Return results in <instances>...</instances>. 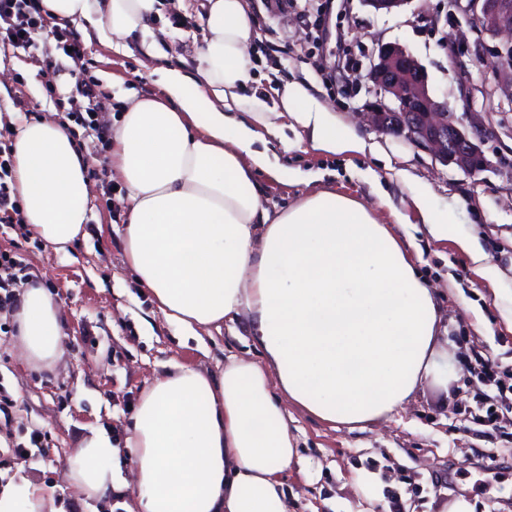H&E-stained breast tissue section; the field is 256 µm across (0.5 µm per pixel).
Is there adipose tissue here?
Returning <instances> with one entry per match:
<instances>
[{
  "label": "adipose tissue",
  "mask_w": 512,
  "mask_h": 512,
  "mask_svg": "<svg viewBox=\"0 0 512 512\" xmlns=\"http://www.w3.org/2000/svg\"><path fill=\"white\" fill-rule=\"evenodd\" d=\"M57 19L93 25L100 42L128 49L158 40L159 0H43ZM195 75L160 70L162 93L123 98L112 123V166L125 189L126 263L165 320L201 336L243 323L263 361L228 356L212 374L175 366L142 394L123 444L103 430L83 440L68 478L85 496L132 486L129 512H290L281 479L300 464L285 402L354 425L403 407L423 381L447 383L434 289L404 242L361 201L327 190L284 209L265 204L275 166L259 143L279 118L310 133L313 149L362 154L352 130L298 84L279 104H246L256 81L246 0H208ZM25 224L54 250L87 222L91 184L69 132L23 122L14 140ZM28 361L60 354L61 312L28 285L15 315ZM129 460L123 474L121 460ZM0 512H58L29 478L0 485Z\"/></svg>",
  "instance_id": "adipose-tissue-1"
}]
</instances>
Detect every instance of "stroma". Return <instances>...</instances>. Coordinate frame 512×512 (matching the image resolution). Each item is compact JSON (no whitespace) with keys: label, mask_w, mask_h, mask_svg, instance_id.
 <instances>
[{"label":"stroma","mask_w":512,"mask_h":512,"mask_svg":"<svg viewBox=\"0 0 512 512\" xmlns=\"http://www.w3.org/2000/svg\"><path fill=\"white\" fill-rule=\"evenodd\" d=\"M452 0H411L401 12L382 14L361 0H248L255 19L250 56L265 79L256 90L271 103L282 80L298 81L333 109L336 125L354 130L368 152L329 156L311 149L301 128L285 126L268 149L279 168L265 181L269 208L283 209L307 190H328L373 206L389 221L398 211L395 236L423 280L437 289L441 321L448 330V383L428 380L408 404L388 418L351 428L321 421L292 406L302 462L282 479L298 495L297 512H440L466 498L474 512H512V434L492 431L473 418L486 391L477 375L484 360L512 367V331L503 314L512 295V112L493 116L494 135L484 149L496 171L468 175L445 166L403 140L358 125L353 114L368 89L361 76L376 43L404 45L425 69L429 86L457 114L480 111L481 97L462 98L452 80L446 43L458 40L456 23L431 25L427 14L447 13ZM207 0L167 8L157 24L166 31L153 51L132 42L118 52L99 42L95 30L79 35L80 51L58 48V20L46 18L35 50L0 45V66L9 81L0 90V142L13 143L21 121L66 122L57 106L90 82L98 91V121L111 125L112 107L127 92L159 94L158 68L194 74L202 32L175 28L173 16L204 15ZM92 185L85 234L54 251L37 237L0 224V251L22 254L30 283L46 288L62 311L56 364L25 360L16 346L15 311L0 309V484L31 478L64 512H127L131 488L89 499L67 478L80 440L103 429L120 440L138 398L173 364L211 372L227 355L245 354L248 339L228 328L204 340L183 335L141 288L122 251L123 190L112 174V147L96 129L73 125ZM409 180H402L401 172ZM427 190L444 217L446 232L432 238L411 204L413 189ZM478 239L487 255L476 269L459 241ZM45 435L33 458L14 456L32 431Z\"/></svg>","instance_id":"1"}]
</instances>
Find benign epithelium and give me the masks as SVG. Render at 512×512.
Returning a JSON list of instances; mask_svg holds the SVG:
<instances>
[{
  "instance_id": "benign-epithelium-1",
  "label": "benign epithelium",
  "mask_w": 512,
  "mask_h": 512,
  "mask_svg": "<svg viewBox=\"0 0 512 512\" xmlns=\"http://www.w3.org/2000/svg\"><path fill=\"white\" fill-rule=\"evenodd\" d=\"M377 12L402 10L412 0H362ZM475 34L476 51L485 49L484 37L496 40L493 46L495 68L483 81L481 92L489 109L512 107V0H453ZM453 52V80L467 98L472 90L470 73ZM363 79L371 98L363 105L361 116L376 131L402 139L429 153L435 160L476 175L490 171L493 161L481 142L469 131L490 132L476 112L461 117L448 111V103L435 96L426 71L409 50L399 43H381L372 51Z\"/></svg>"
}]
</instances>
